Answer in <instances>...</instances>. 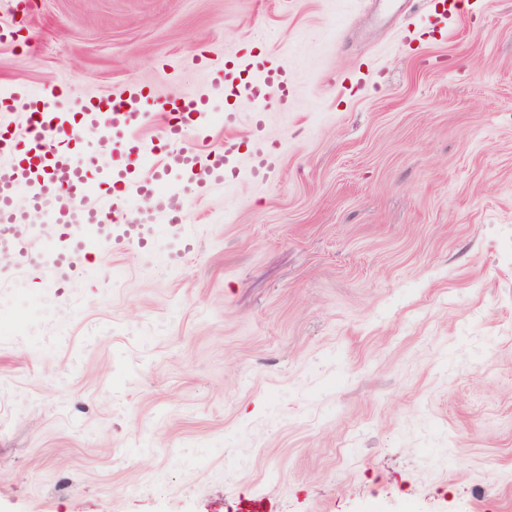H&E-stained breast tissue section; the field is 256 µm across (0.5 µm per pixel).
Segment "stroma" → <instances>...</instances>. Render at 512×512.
I'll return each mask as SVG.
<instances>
[{
    "label": "stroma",
    "instance_id": "35a3bbf8",
    "mask_svg": "<svg viewBox=\"0 0 512 512\" xmlns=\"http://www.w3.org/2000/svg\"><path fill=\"white\" fill-rule=\"evenodd\" d=\"M299 93L262 123L241 68ZM206 96L185 182L63 287L0 251V512H512V0H0V98ZM277 163L249 177L255 137ZM266 61L260 55H251L248 57V67L258 69L264 76V87H256L253 89V97L258 101L260 106L256 110V115L260 116L263 112L264 103H266V94L274 90L281 101H287L297 95V90L294 86L288 83V71L282 67L272 68L265 64ZM265 87L269 92L265 91ZM237 70L236 61L231 57L227 58L224 60V69L218 73V77L215 79L216 89L222 86L226 99L237 95L239 86V83L236 82L238 80Z\"/></svg>",
    "mask_w": 512,
    "mask_h": 512
}]
</instances>
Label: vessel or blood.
<instances>
[{
	"label": "vessel or blood",
	"instance_id": "1",
	"mask_svg": "<svg viewBox=\"0 0 512 512\" xmlns=\"http://www.w3.org/2000/svg\"><path fill=\"white\" fill-rule=\"evenodd\" d=\"M248 64L264 76L263 86L253 90L258 103H265L270 89L283 101L296 95L286 69L268 66L258 55L249 57ZM237 70L234 59H225L215 80L225 97L237 94ZM142 96V91L128 89L105 104L86 100L80 120L67 126L55 120L54 97L27 99L30 112L25 127L0 128V153L8 157L0 164V228L8 231L0 239L1 249L12 250L21 263H45L52 282L64 283L80 277L99 250L146 242L148 227L130 208L134 193L153 196L156 213L170 220L177 216L172 200L183 196L171 184L173 172L189 177L204 171L210 185H224L227 166L240 149L232 120L224 122L222 144L212 146L214 127L205 119L206 101L177 95L159 105L166 145L155 161L152 182L131 188L121 169L114 168L100 176L106 194L92 192L89 171L77 159L72 144L82 143L87 153L106 144L131 157L133 163H142L145 152L129 136L141 118ZM88 125L97 129L96 140H84L82 132ZM192 130L197 133V143L189 146L185 136ZM22 193L27 196L23 205L17 202ZM35 213L58 224L55 236L46 238L35 231L31 220Z\"/></svg>",
	"mask_w": 512,
	"mask_h": 512
}]
</instances>
